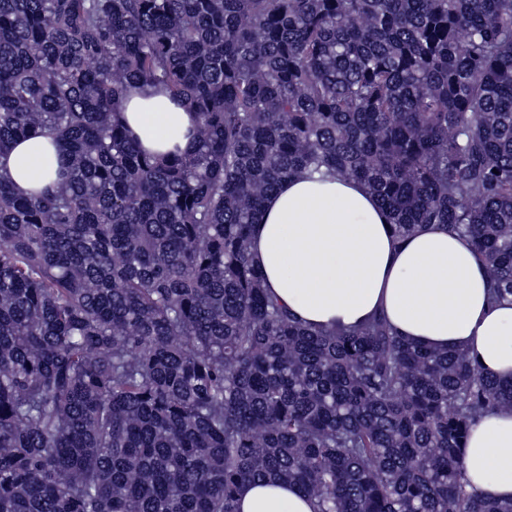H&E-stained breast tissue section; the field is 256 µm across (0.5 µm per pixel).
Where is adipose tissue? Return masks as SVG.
Returning a JSON list of instances; mask_svg holds the SVG:
<instances>
[{
    "mask_svg": "<svg viewBox=\"0 0 512 512\" xmlns=\"http://www.w3.org/2000/svg\"><path fill=\"white\" fill-rule=\"evenodd\" d=\"M118 118L147 154L196 148V113L166 90L132 86ZM56 152L49 137L33 135L18 140L0 168L30 193L50 181ZM251 257L271 294L307 325L353 327L381 315L404 339L464 350L482 370L512 381V298L492 302L470 240L434 225L394 239L386 212L360 182L283 181L254 228ZM461 462L469 490L511 499L512 411L478 417ZM237 500L239 512H313L306 495L281 482L244 483Z\"/></svg>",
    "mask_w": 512,
    "mask_h": 512,
    "instance_id": "obj_1",
    "label": "adipose tissue"
}]
</instances>
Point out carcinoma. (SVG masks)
<instances>
[{"instance_id":"1","label":"carcinoma","mask_w":512,"mask_h":512,"mask_svg":"<svg viewBox=\"0 0 512 512\" xmlns=\"http://www.w3.org/2000/svg\"><path fill=\"white\" fill-rule=\"evenodd\" d=\"M145 83L196 150L116 120ZM0 512H512L467 490L471 423L512 382L374 316L311 329L267 294L254 224L286 178L364 183L395 239L467 237L512 296V0H0ZM118 119L147 154L163 156L176 149L184 154L196 148L197 114L166 90L146 84L132 86L122 101ZM56 152L57 147L49 137L32 135L18 140L0 158V164L19 191L30 193L50 181L53 169L47 167V162L54 159ZM240 512H313L306 495L282 482L251 481L237 493Z\"/></svg>"}]
</instances>
